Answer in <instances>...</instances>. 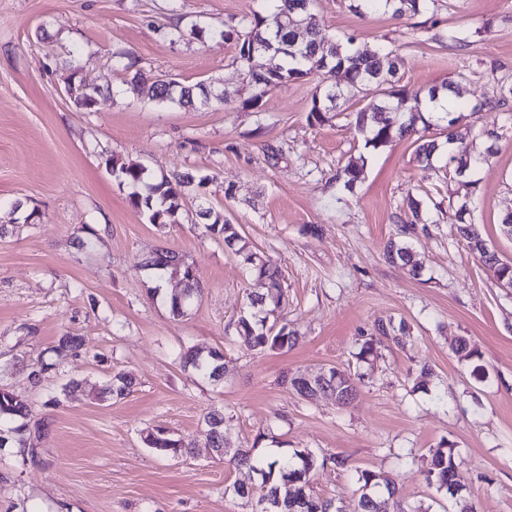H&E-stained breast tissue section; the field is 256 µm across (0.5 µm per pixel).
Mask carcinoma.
Wrapping results in <instances>:
<instances>
[{"label": "carcinoma", "mask_w": 512, "mask_h": 512, "mask_svg": "<svg viewBox=\"0 0 512 512\" xmlns=\"http://www.w3.org/2000/svg\"><path fill=\"white\" fill-rule=\"evenodd\" d=\"M260 10L251 11L247 18L235 26H228L217 31L227 41L236 42L237 54L234 62L246 71L255 88L251 106L258 108L260 101L272 90L308 77L329 65L344 71L346 81L363 93L364 107L353 112L352 124L362 135L364 147L377 150L395 140L415 138L416 156L419 161L431 163L438 145L419 133L417 125H423L427 131L431 126L442 125L448 129L447 142L458 140L456 126L459 118L457 112H480L506 105L509 90L501 87L499 97L475 105L466 106L457 101L448 103V108L437 111L433 105L448 99L452 86L444 83L428 89L408 90L396 84L399 70L396 62L400 58L393 52H385L368 45L348 41L343 45L329 40L318 27L312 13L313 0H262ZM429 0H357L358 11L392 10L397 16L415 17L427 12ZM113 65L128 72L125 83L137 90L141 97L159 104H172L189 107L196 99L210 101L220 99V92L212 86L198 83L193 86L182 84L172 88L155 74H146L132 70V64L121 59ZM69 93L74 106L79 110L89 111L95 98L88 91L84 80H76V73L69 76ZM341 95L315 92L312 96L308 119L312 123H323L326 114L339 111L336 100ZM106 165L120 184L132 188L129 193L131 205L147 214L152 224L160 227L170 223L177 213L190 185L197 183L205 186L207 177L194 179L188 174H174L152 180L145 167L138 163L125 162L115 156L106 160ZM363 169L349 164L336 172V181L345 187H352L361 177ZM202 219L207 221V230L222 236L224 245L243 257L244 263L261 280L265 281L267 292L257 300H249L250 315L238 320L234 341L249 350H283L294 346L298 336L284 324L275 328V324H266L263 313L272 314L280 309L285 301L283 273L281 269L253 254L241 235L237 225L231 223L224 213L211 207L199 211ZM416 224H402L399 227V239H389L384 247V255L390 262L397 260L412 268H417L411 247V240L417 236ZM470 250L479 255L481 261L493 273L496 281L512 288V263L504 262L488 251L486 242L476 237L466 236ZM183 290L188 296L183 303H178L175 296L169 297V310L173 317L184 316V309L194 302L201 291L197 272L192 265H180ZM406 324L395 327L392 322L382 320L375 324L376 335L365 342L361 354H369L375 343L384 338L400 342L395 332L405 333ZM185 364L192 368L194 375L201 379H213L223 371L224 355L219 351L202 353L189 347L181 355ZM331 378L335 379L330 394L340 398L344 394L356 393L352 379L336 367L329 368ZM134 378L124 372L113 375L108 392L118 397L130 392ZM29 407L23 398L8 389L0 388V426H8V432L14 434L18 444L27 445L26 419ZM149 448H159L165 455H179L188 451V446L181 438H175L164 428H155L144 437ZM218 447L223 449V456L236 465L253 469L261 479V493L257 499V512H331L332 501L322 500L313 495L310 487V475L316 466V458L307 449H294L279 457L271 458L253 454L250 449L238 448L229 451L224 448V436H219ZM456 463L452 452L439 448L431 455L428 474L446 490L455 486L454 472ZM299 474L302 481L297 483L292 494H279L278 490L287 474ZM357 483L360 495L361 512H379L377 498L382 491L392 495L396 491L394 482L372 471L358 474Z\"/></svg>", "instance_id": "1"}]
</instances>
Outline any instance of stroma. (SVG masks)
Returning a JSON list of instances; mask_svg holds the SVG:
<instances>
[{"instance_id":"35a3bbf8","label":"stroma","mask_w":512,"mask_h":512,"mask_svg":"<svg viewBox=\"0 0 512 512\" xmlns=\"http://www.w3.org/2000/svg\"><path fill=\"white\" fill-rule=\"evenodd\" d=\"M258 0H0V387L28 400L34 454L0 448V512H255L238 485L256 475L229 465L209 446L204 417L224 415L226 447L259 452L311 450L323 464L315 496L358 512L362 471L391 478L381 512H459L427 478L433 450H454L456 480L477 512H512V288H503L457 233L448 210L475 201L471 222L502 259L512 236V102L463 113L460 151L485 154L474 178L424 168L409 139L365 148L345 115L307 119L316 89L342 87L330 70L268 94L253 109V87L233 58L235 42L214 36L257 9ZM319 27L338 41L355 38L397 51V77L410 89L445 81L477 103L512 83V0H432L433 30L392 12L365 15L349 0H314ZM179 25L186 35L171 39ZM206 30L199 41L191 28ZM459 31V47L439 34ZM169 74L186 85L214 83L217 105L181 109L141 98L113 57ZM94 89L92 111L77 109L66 86L70 63ZM498 129L495 145L478 130ZM141 164L154 178L171 172L210 177L207 204L224 211L253 252L285 276L288 303L275 317L297 331L284 351L231 344L248 294L264 285L224 247L186 198L174 224L159 229L128 201L105 164ZM362 165L353 189L336 181L347 163ZM233 198H225V188ZM432 219L412 242V272L388 262L384 246L410 221L409 199ZM21 203L32 222L11 220ZM321 232L311 235L309 225ZM176 251L197 271L202 294L182 318L149 292L136 267L156 248ZM405 322L402 343L383 340L358 359L378 320ZM81 349L59 358L63 334ZM467 338L477 360L453 351ZM195 346L224 352L222 381L194 378L179 359ZM52 362L32 380L29 364ZM432 370L421 377L422 366ZM333 366L351 376L348 404L321 394L303 399L283 373ZM131 373L130 393L106 394L113 375ZM77 381V391L66 384ZM163 427L191 441L163 457L142 441ZM347 459V468L327 463Z\"/></svg>"}]
</instances>
